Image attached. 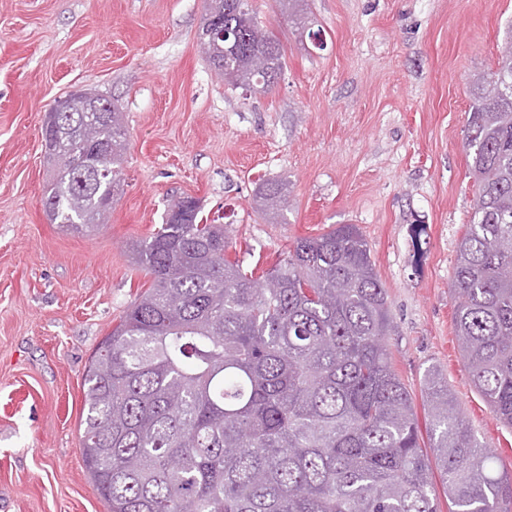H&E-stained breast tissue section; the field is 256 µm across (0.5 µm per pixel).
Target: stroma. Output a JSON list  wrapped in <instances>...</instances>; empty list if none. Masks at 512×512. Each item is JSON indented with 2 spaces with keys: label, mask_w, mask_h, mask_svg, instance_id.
<instances>
[{
  "label": "stroma",
  "mask_w": 512,
  "mask_h": 512,
  "mask_svg": "<svg viewBox=\"0 0 512 512\" xmlns=\"http://www.w3.org/2000/svg\"><path fill=\"white\" fill-rule=\"evenodd\" d=\"M250 3L286 58L264 93L211 68L205 0H0V512H108L80 454L84 376L149 287L129 247L174 196L198 199L257 277L296 239L357 225L414 400L439 370L512 471V428L463 364L451 290L475 198L468 79L495 68L512 0H299L321 50L277 0ZM79 88L114 101L127 130L121 187L92 235L60 230L42 205L43 117ZM268 180L289 190L277 215L256 203Z\"/></svg>",
  "instance_id": "obj_1"
}]
</instances>
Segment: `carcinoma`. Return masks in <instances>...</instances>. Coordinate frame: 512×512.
I'll use <instances>...</instances> for the list:
<instances>
[{
	"instance_id": "obj_1",
	"label": "carcinoma",
	"mask_w": 512,
	"mask_h": 512,
	"mask_svg": "<svg viewBox=\"0 0 512 512\" xmlns=\"http://www.w3.org/2000/svg\"><path fill=\"white\" fill-rule=\"evenodd\" d=\"M227 41L204 48L234 86L266 91L285 65L249 0H207ZM264 58L258 67L255 58ZM512 23L495 69L470 79L464 144L477 183L452 283L464 366L512 427ZM70 152L46 155L44 211L90 234L120 187L126 132L112 105V151L88 153L83 113L63 112ZM188 197L130 246L150 287L105 336L85 373V469L109 512H509L512 472L472 434L448 384L424 383V417L395 370L392 316L354 224L297 239L253 278L227 257L224 225ZM284 184L260 207L279 211Z\"/></svg>"
}]
</instances>
